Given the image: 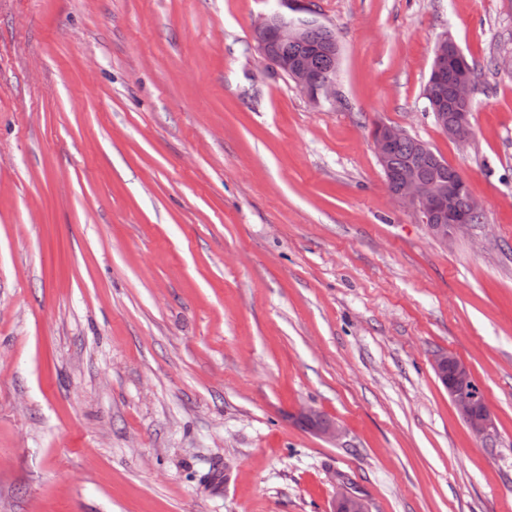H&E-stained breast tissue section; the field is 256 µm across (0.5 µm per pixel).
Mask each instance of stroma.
<instances>
[{
    "instance_id": "35a3bbf8",
    "label": "stroma",
    "mask_w": 512,
    "mask_h": 512,
    "mask_svg": "<svg viewBox=\"0 0 512 512\" xmlns=\"http://www.w3.org/2000/svg\"><path fill=\"white\" fill-rule=\"evenodd\" d=\"M315 6L332 106L259 62L270 0H0V512H512V0ZM444 33L463 146L422 99ZM380 122L482 223L444 246L399 207ZM434 372L446 379L452 404L461 419L478 437H487L493 429L491 408L469 367L451 353L433 355Z\"/></svg>"
}]
</instances>
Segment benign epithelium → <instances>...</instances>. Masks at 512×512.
<instances>
[{"mask_svg": "<svg viewBox=\"0 0 512 512\" xmlns=\"http://www.w3.org/2000/svg\"><path fill=\"white\" fill-rule=\"evenodd\" d=\"M313 13L311 0H276V8L262 15L253 25L254 49L266 69L293 81L312 104L334 106L338 97L336 77L318 78L309 65V57L290 58L279 51V46L288 42L308 46L316 32L326 30L325 24L311 17ZM450 63L458 70L454 97L462 111L456 113L451 124L448 123V113H440L439 128L455 142L466 144L473 137L468 107L475 90V79L466 66L462 51L446 33L435 43L427 109L437 111L442 108L440 86ZM408 138L410 135L401 127L376 124L372 141L377 160L386 174L392 197L415 213L434 239L446 244L448 239L467 232L476 219L483 217L484 208L471 196L465 209L458 207L457 201L466 182L456 169L448 175L446 182L423 178L412 164L396 171L392 164L394 149L397 143ZM432 367L446 379L452 404L470 430L478 437L489 436L493 429L492 411L469 367L447 352L434 354ZM342 505L348 512H368L365 500L351 493L339 494L330 512H339Z\"/></svg>", "mask_w": 512, "mask_h": 512, "instance_id": "obj_1", "label": "benign epithelium"}]
</instances>
